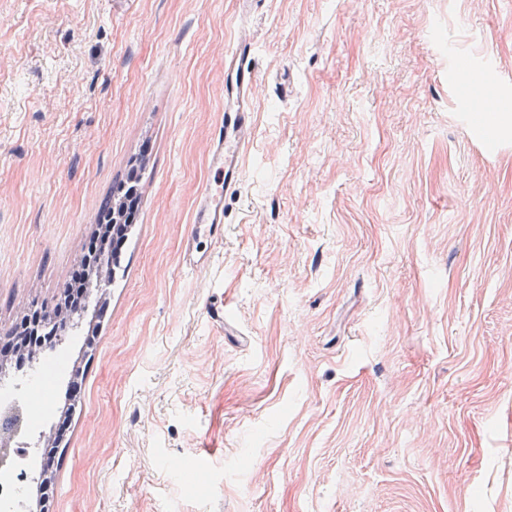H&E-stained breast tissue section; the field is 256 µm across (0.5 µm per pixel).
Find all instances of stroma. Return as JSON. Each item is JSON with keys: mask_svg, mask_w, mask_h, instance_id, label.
I'll use <instances>...</instances> for the list:
<instances>
[{"mask_svg": "<svg viewBox=\"0 0 512 512\" xmlns=\"http://www.w3.org/2000/svg\"><path fill=\"white\" fill-rule=\"evenodd\" d=\"M258 53L224 237L186 240ZM512 0H0V337L142 165L45 388L49 512H512ZM477 81L501 110L475 117ZM224 306L225 325L210 303ZM80 393L66 401L74 368ZM253 45L251 36L241 31L224 60V122L211 150V167L224 193L235 190L242 179L241 157L253 126L252 91L258 79Z\"/></svg>", "mask_w": 512, "mask_h": 512, "instance_id": "1", "label": "stroma"}]
</instances>
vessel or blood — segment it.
<instances>
[{"instance_id":"vessel-or-blood-1","label":"vessel or blood","mask_w":512,"mask_h":512,"mask_svg":"<svg viewBox=\"0 0 512 512\" xmlns=\"http://www.w3.org/2000/svg\"><path fill=\"white\" fill-rule=\"evenodd\" d=\"M257 79L253 40L243 32L224 60V122L211 150V167L228 192L242 179L241 157L250 141L252 91ZM194 222L206 225L212 234L223 228L224 208L214 202L210 188H203L197 198Z\"/></svg>"}]
</instances>
